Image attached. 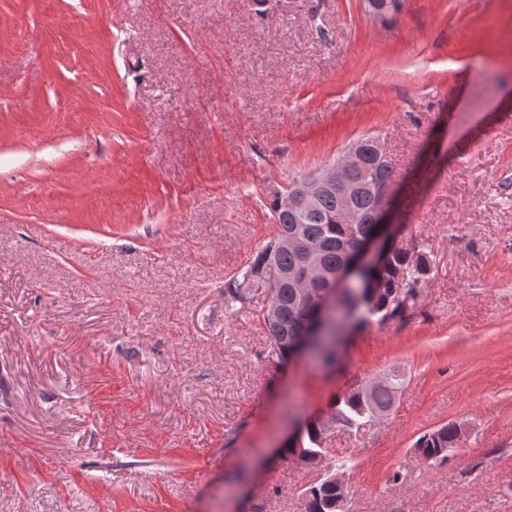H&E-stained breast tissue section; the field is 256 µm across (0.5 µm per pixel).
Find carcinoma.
Returning <instances> with one entry per match:
<instances>
[{"instance_id":"1","label":"carcinoma","mask_w":512,"mask_h":512,"mask_svg":"<svg viewBox=\"0 0 512 512\" xmlns=\"http://www.w3.org/2000/svg\"><path fill=\"white\" fill-rule=\"evenodd\" d=\"M371 138L363 139L361 147L364 165L353 170L352 177L367 184L392 183L395 170L388 160H379L373 153ZM269 209L277 231L295 226L305 244L317 250L323 267L334 273L350 259L354 246L375 237L384 229L378 223L377 206L367 191L354 194L348 203L336 192L322 189L309 208L289 215L278 210L277 200H271ZM281 236H276L259 248L245 266L226 286V306L246 298L253 283H266L273 276L287 273L302 263L299 252L287 251L280 246ZM433 260L429 246L415 244V237L401 236L394 230L389 233L382 263L363 269L359 274L360 287L336 293V309L362 311L354 323L359 329L373 322L384 323L403 319L413 314L421 303L424 289L431 281ZM297 289L286 281L278 289V313L273 334L269 336L268 360L283 363L291 355L290 346L301 339L302 321L311 320L317 308L308 303L296 306ZM405 384V375L392 371L371 389L356 382L329 403V413L339 428L356 436L372 428V415L379 411H393ZM327 439L325 428L315 418L299 425L296 440L288 445L287 453L297 448L308 455V463H320L328 455L324 448ZM461 444L456 424L452 421L421 435L412 452L430 467H440L448 460V451ZM303 512H345L340 500L350 501L351 488L340 492L328 477L307 487L303 493Z\"/></svg>"}]
</instances>
